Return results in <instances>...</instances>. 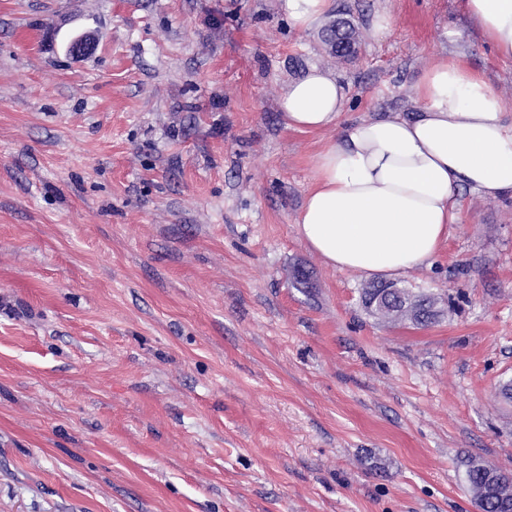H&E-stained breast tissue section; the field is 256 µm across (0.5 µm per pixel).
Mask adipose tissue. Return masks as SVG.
Wrapping results in <instances>:
<instances>
[{
    "mask_svg": "<svg viewBox=\"0 0 512 512\" xmlns=\"http://www.w3.org/2000/svg\"><path fill=\"white\" fill-rule=\"evenodd\" d=\"M499 56L512 59V0H459ZM419 112L342 125L344 91L313 66L288 84V128L337 131L316 155L297 227L339 271L397 278L431 265L459 221L458 192L512 196V121L482 73L459 59L431 61L415 85Z\"/></svg>",
    "mask_w": 512,
    "mask_h": 512,
    "instance_id": "obj_1",
    "label": "adipose tissue"
}]
</instances>
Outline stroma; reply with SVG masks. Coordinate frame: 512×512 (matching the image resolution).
<instances>
[{
    "instance_id": "35a3bbf8",
    "label": "stroma",
    "mask_w": 512,
    "mask_h": 512,
    "mask_svg": "<svg viewBox=\"0 0 512 512\" xmlns=\"http://www.w3.org/2000/svg\"><path fill=\"white\" fill-rule=\"evenodd\" d=\"M339 17L349 60L279 0H0V512H478L464 461L512 471V198L398 278L440 321H378L296 225L333 134L278 109L316 65L410 114L441 56L512 103V60L458 0Z\"/></svg>"
}]
</instances>
